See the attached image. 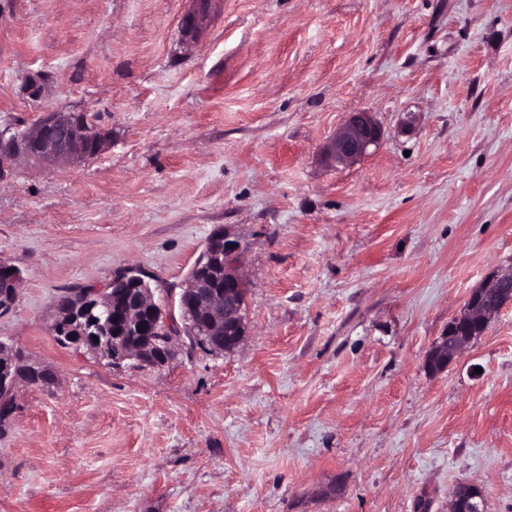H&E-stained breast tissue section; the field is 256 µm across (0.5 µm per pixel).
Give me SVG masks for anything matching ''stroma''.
Segmentation results:
<instances>
[{
    "label": "stroma",
    "instance_id": "35a3bbf8",
    "mask_svg": "<svg viewBox=\"0 0 512 512\" xmlns=\"http://www.w3.org/2000/svg\"><path fill=\"white\" fill-rule=\"evenodd\" d=\"M190 5L0 0V124L112 133L0 184V340L56 375L0 427V512H448L460 483L512 512V306L424 363L512 267V0H217L187 44ZM359 111L382 142L326 162ZM219 228L246 246L237 349L57 344L58 298L133 268L178 301ZM10 270V273H7ZM21 282V270L14 264L0 260V314L13 307ZM2 286V288H1ZM4 286V288H3ZM511 304L512 269L492 274L480 288L469 294L462 312L448 323L446 334L429 349L425 356L427 369L434 373L433 359H438L447 368L484 333L491 320Z\"/></svg>",
    "mask_w": 512,
    "mask_h": 512
}]
</instances>
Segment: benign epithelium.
Wrapping results in <instances>:
<instances>
[{
    "instance_id": "obj_1",
    "label": "benign epithelium",
    "mask_w": 512,
    "mask_h": 512,
    "mask_svg": "<svg viewBox=\"0 0 512 512\" xmlns=\"http://www.w3.org/2000/svg\"><path fill=\"white\" fill-rule=\"evenodd\" d=\"M206 15L194 9L182 21L186 41L196 39ZM383 131L370 112H354L336 131L326 152L334 162L349 166L361 158L381 140ZM109 135L94 124L85 112L48 111L32 124L24 127H0V183L24 161L37 162L42 167L59 164H80L99 154L107 146ZM224 251V285L218 289L205 287L203 273L209 270L205 258L213 255L216 247ZM243 247L240 241L222 230L208 238L206 245L189 273V281L179 298L182 311L206 325H212L226 314L224 298L244 287L239 272ZM126 275L136 284L137 294L123 313L126 323L144 330L157 326L172 334L174 324L168 321L162 307L156 302L153 290L140 283L135 271ZM21 282V270L14 264L0 260V314L8 313L16 300ZM512 304V269L492 274L483 285L473 290L462 312L448 323V331L440 337L425 356L427 369L437 359L447 366L455 361L468 345L482 335L489 323L507 305ZM14 350L0 340V390H14L22 377L10 372ZM127 360L143 362L140 350L132 345L119 346L112 353V365ZM448 512H484L483 493L474 484H465L449 496Z\"/></svg>"
}]
</instances>
